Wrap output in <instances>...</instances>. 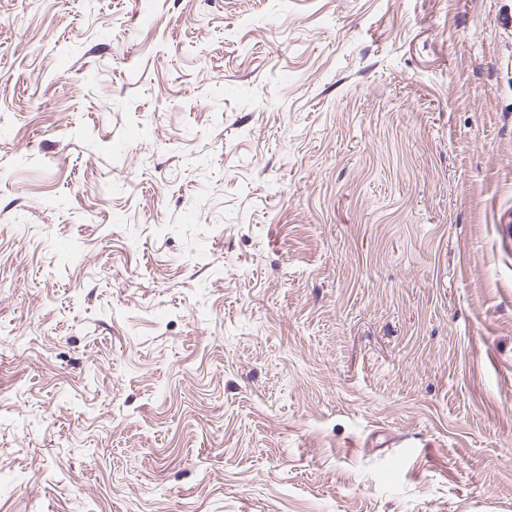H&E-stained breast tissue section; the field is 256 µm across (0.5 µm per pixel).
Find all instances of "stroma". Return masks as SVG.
Listing matches in <instances>:
<instances>
[{
    "mask_svg": "<svg viewBox=\"0 0 512 512\" xmlns=\"http://www.w3.org/2000/svg\"><path fill=\"white\" fill-rule=\"evenodd\" d=\"M0 512H512V0H0Z\"/></svg>",
    "mask_w": 512,
    "mask_h": 512,
    "instance_id": "35a3bbf8",
    "label": "stroma"
}]
</instances>
